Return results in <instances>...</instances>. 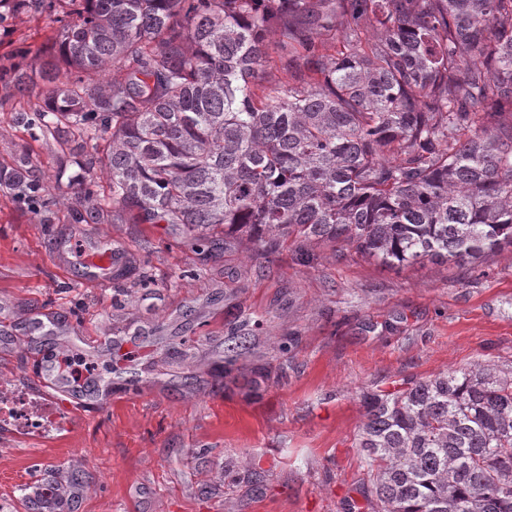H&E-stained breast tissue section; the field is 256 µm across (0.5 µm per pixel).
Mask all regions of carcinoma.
Returning <instances> with one entry per match:
<instances>
[{
  "label": "carcinoma",
  "instance_id": "obj_1",
  "mask_svg": "<svg viewBox=\"0 0 512 512\" xmlns=\"http://www.w3.org/2000/svg\"><path fill=\"white\" fill-rule=\"evenodd\" d=\"M59 52L0 78L50 96L88 178L71 214L222 229L272 254L341 244L386 267L512 247V0H14ZM291 78L267 84L272 37ZM42 196L29 162L4 173ZM363 506L512 512V372L476 364L361 394Z\"/></svg>",
  "mask_w": 512,
  "mask_h": 512
}]
</instances>
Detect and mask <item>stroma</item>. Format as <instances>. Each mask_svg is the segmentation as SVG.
<instances>
[{
  "label": "stroma",
  "instance_id": "1",
  "mask_svg": "<svg viewBox=\"0 0 512 512\" xmlns=\"http://www.w3.org/2000/svg\"><path fill=\"white\" fill-rule=\"evenodd\" d=\"M56 29L48 13L0 6V65L33 62ZM45 93L0 82V166L28 158L55 198L32 205L0 186V332L52 312L45 343L94 355L139 389L84 406L49 440L0 435V512H24L20 486L48 467L82 479L75 512H345L358 496L362 391L474 364L512 370V255L397 269L318 245L253 255L237 238L208 260L178 226L73 223L85 187L69 181L71 143L26 122ZM103 240L131 260L107 289L84 284L76 252ZM41 372L26 347L0 355L8 392Z\"/></svg>",
  "mask_w": 512,
  "mask_h": 512
}]
</instances>
